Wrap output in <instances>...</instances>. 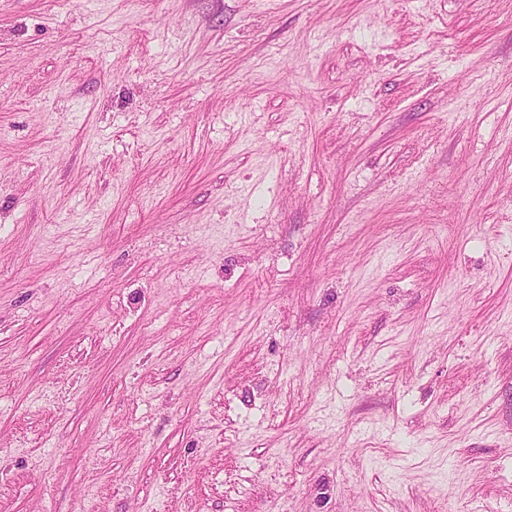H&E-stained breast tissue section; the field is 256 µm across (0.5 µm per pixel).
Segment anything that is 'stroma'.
I'll list each match as a JSON object with an SVG mask.
<instances>
[{"label": "stroma", "instance_id": "35a3bbf8", "mask_svg": "<svg viewBox=\"0 0 512 512\" xmlns=\"http://www.w3.org/2000/svg\"><path fill=\"white\" fill-rule=\"evenodd\" d=\"M0 512H512V0H0Z\"/></svg>", "mask_w": 512, "mask_h": 512}]
</instances>
